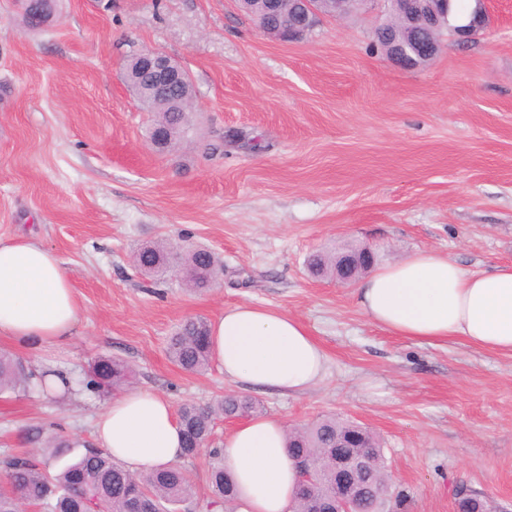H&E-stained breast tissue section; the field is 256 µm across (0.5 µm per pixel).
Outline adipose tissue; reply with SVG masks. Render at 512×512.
<instances>
[{
	"label": "adipose tissue",
	"mask_w": 512,
	"mask_h": 512,
	"mask_svg": "<svg viewBox=\"0 0 512 512\" xmlns=\"http://www.w3.org/2000/svg\"><path fill=\"white\" fill-rule=\"evenodd\" d=\"M375 326L422 346L462 341L512 354V264L471 273L447 256L419 251L378 267L356 285ZM80 302L58 257L33 239L0 240V338L32 349L64 347L76 334ZM212 358L224 378L262 391L303 393L324 376L327 357L295 317L252 303L226 308L211 324ZM100 448L129 470L181 457V428L169 399L137 388L113 396L98 415ZM225 469L236 512H294L298 468L286 428L249 418L225 436Z\"/></svg>",
	"instance_id": "1"
}]
</instances>
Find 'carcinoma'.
<instances>
[{
    "mask_svg": "<svg viewBox=\"0 0 512 512\" xmlns=\"http://www.w3.org/2000/svg\"><path fill=\"white\" fill-rule=\"evenodd\" d=\"M45 8L53 9V2L32 0L24 16L26 24L33 26ZM401 8L400 3L390 5L381 24L382 36L376 38L374 48L379 50L388 39L401 36L398 26ZM182 94V89L174 85L159 100L151 102V112L155 115L153 128L170 126L185 133L187 113L167 108V100ZM173 253L174 248L165 243L149 244L135 253L134 266L148 278L161 276ZM362 253L364 249L355 248L336 254H313L308 267L317 277L350 283L370 268L363 262ZM179 259L186 274V286L196 291L211 288L221 271L218 258L206 249L189 250ZM167 355L185 372L206 371L211 362L208 322L195 318L183 323L170 337ZM132 376L130 365L108 356L104 370L92 364L81 384L88 391L111 393L128 386ZM36 387L44 388L43 376L36 375L11 354L0 351V392L25 395ZM257 409L252 398L239 394H227L209 406L183 404L179 421L184 458L194 457L202 444L210 442L216 418H238ZM356 430L353 421L325 416L288 432L291 458L297 461L305 456L317 470L311 490L298 489L296 512H317L318 503L331 482L323 470L326 457L336 454L345 437ZM359 445L373 456V486L389 495L390 476L379 437L367 429ZM209 455L210 493L200 496L186 471L177 464L132 472L102 448L59 437L34 454L11 455L0 461V512H26L29 507H39L43 512H176L180 506L189 512H225L234 500L235 481L224 470L221 449L212 447Z\"/></svg>",
    "mask_w": 512,
    "mask_h": 512,
    "instance_id": "1",
    "label": "carcinoma"
}]
</instances>
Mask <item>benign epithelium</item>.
<instances>
[{
  "instance_id": "obj_1",
  "label": "benign epithelium",
  "mask_w": 512,
  "mask_h": 512,
  "mask_svg": "<svg viewBox=\"0 0 512 512\" xmlns=\"http://www.w3.org/2000/svg\"><path fill=\"white\" fill-rule=\"evenodd\" d=\"M454 0H407L405 21L411 31L408 42L395 45L387 58L397 65L412 69L421 60L436 55L437 44L423 40L422 33L448 28V14L453 10ZM477 17L453 30L455 41L466 44L487 30L490 18L486 0H477ZM371 4L381 13H386L388 0H299L297 16L282 19L271 27L266 21L258 23L260 31L282 42L300 41L315 29L319 17L341 18L350 11V6ZM141 70L152 75L156 84L167 88L175 84H186L189 75L169 56L155 51H146L139 57ZM334 474V491L326 500L327 512H362L365 499L373 493L369 483L371 474L370 456L358 452L336 454L330 460Z\"/></svg>"
}]
</instances>
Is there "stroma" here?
Masks as SVG:
<instances>
[{
    "label": "stroma",
    "instance_id": "obj_1",
    "mask_svg": "<svg viewBox=\"0 0 512 512\" xmlns=\"http://www.w3.org/2000/svg\"><path fill=\"white\" fill-rule=\"evenodd\" d=\"M491 14L484 36L443 37L408 70L370 53L382 17L366 9L285 43L235 0H58L39 32L0 0V239L52 250L81 303L68 346L0 350L76 376L109 355L177 407L236 392L290 428L354 421L380 437L400 512H455L461 486L512 512V355L393 335L354 285L306 265L348 246L379 266L420 250L474 273L512 263V0H491ZM142 51L175 58L195 90L187 136L163 153L124 83ZM161 239L213 251L214 287L141 275L133 251ZM242 302L306 326L328 358L315 387L261 392L218 364L192 374L169 361L183 322ZM105 403L86 390L0 397V457L57 435L92 441Z\"/></svg>",
    "mask_w": 512,
    "mask_h": 512
}]
</instances>
